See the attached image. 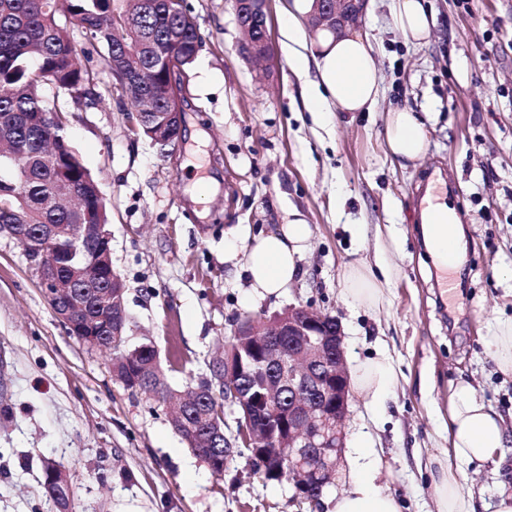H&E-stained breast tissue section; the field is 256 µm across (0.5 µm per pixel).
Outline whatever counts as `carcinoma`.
I'll list each match as a JSON object with an SVG mask.
<instances>
[{"label":"carcinoma","mask_w":512,"mask_h":512,"mask_svg":"<svg viewBox=\"0 0 512 512\" xmlns=\"http://www.w3.org/2000/svg\"><path fill=\"white\" fill-rule=\"evenodd\" d=\"M82 29L107 50L105 65L115 88L134 112L170 111L169 89L201 44L194 17L183 0H0V141L13 153L0 160V225L13 224L25 239H36L48 224H109L98 183L71 145L66 110L48 102L47 84L78 101L96 99L94 75L79 63L71 29ZM75 291L93 296L102 280H76ZM230 342L226 359L247 373L232 380L238 419L263 433L284 424L259 396L255 380L270 372L263 348L251 337ZM112 373L126 388L164 403L175 395L153 343L127 345L112 337ZM202 393L186 410L181 430L187 448L202 462L216 456L211 429L224 423V383ZM256 471L267 480H288V449L271 458L244 443Z\"/></svg>","instance_id":"cac0c4a2"}]
</instances>
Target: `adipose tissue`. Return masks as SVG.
Here are the masks:
<instances>
[{
	"instance_id": "1",
	"label": "adipose tissue",
	"mask_w": 512,
	"mask_h": 512,
	"mask_svg": "<svg viewBox=\"0 0 512 512\" xmlns=\"http://www.w3.org/2000/svg\"><path fill=\"white\" fill-rule=\"evenodd\" d=\"M312 7L313 0H290L282 21L289 64L306 80L308 112L320 116L333 110L371 111L377 103L381 77L369 35L350 30L336 36L323 31L314 41H307L301 21ZM393 21L406 40L418 43L429 36L435 14L427 0H394ZM385 146L393 162L402 168L423 158L426 135L416 113L403 106L389 110ZM312 235L311 225L294 210L289 212L287 223L252 242L234 236L225 239L224 256L230 260L244 257L252 294L277 296L298 275ZM423 235L434 259L459 252L455 209L440 201L431 202L424 215ZM342 285V294L352 305L377 308L385 301L386 282L369 266L347 267ZM399 378L393 357L380 352L356 367L353 383L367 406L382 412ZM376 458L369 441L358 437L349 486L327 499L326 512H403L400 500L378 485ZM511 461L512 431L504 417L482 400L471 382H458L450 396L448 452L437 459L433 475L438 512H476L473 493L461 480L465 470L475 464L502 466Z\"/></svg>"
}]
</instances>
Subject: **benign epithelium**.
<instances>
[{"label": "benign epithelium", "mask_w": 512, "mask_h": 512, "mask_svg": "<svg viewBox=\"0 0 512 512\" xmlns=\"http://www.w3.org/2000/svg\"><path fill=\"white\" fill-rule=\"evenodd\" d=\"M270 0H234L239 27L245 34L243 53L262 64L260 74L272 66L267 26L252 28L244 20L246 14L269 17ZM368 0H315L309 17L311 29L318 33L329 30L342 34L360 22ZM181 98L175 93L173 111L158 112L156 119L144 124L151 140L162 146L180 138ZM77 244L67 254L49 252L48 242L58 230L48 225L35 240H24L22 246L31 253L40 286L54 313L64 327L91 349L101 348L105 340L125 332L122 317H101L97 330L88 327L85 319L91 311L112 305V295L100 299L59 291L60 269L80 258L90 274H104L110 282L122 281L112 261V231L107 224H80ZM237 336H284L288 353L268 343L265 355L278 363L283 387L288 389V466L295 474L292 485L295 495L311 484L323 487L332 482L346 448L345 422L350 407V376L347 369L343 332L340 322L329 314L305 306H290L271 318L246 320L237 325ZM44 489L53 495L70 487L66 470L50 458L44 461Z\"/></svg>", "instance_id": "7a95c632"}]
</instances>
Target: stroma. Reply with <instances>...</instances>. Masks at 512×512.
<instances>
[{
	"mask_svg": "<svg viewBox=\"0 0 512 512\" xmlns=\"http://www.w3.org/2000/svg\"><path fill=\"white\" fill-rule=\"evenodd\" d=\"M288 2H270L273 67L261 79L240 52L232 0H184L202 45L183 74L182 136L165 151L134 133L103 47L74 34L102 102L59 103L109 208L128 343L152 342L183 390L211 380L237 318L291 305L335 316L348 366L385 350L401 371L382 413L352 395L348 440H370L379 482L404 512H437L431 459L448 447L453 386L471 381L512 429V375L484 342L512 319V0H431L436 25L419 45L395 29L393 0H370L358 28L378 61V101L325 125L307 111L283 47ZM396 105L420 113L427 138L424 159L405 169L383 147L385 113ZM199 173L211 182L201 204L192 191ZM440 178L462 228V264L444 294L420 224L427 187ZM292 210L313 230L301 271L281 296H252L243 259L224 258V233L252 240ZM354 264L385 270L383 308L343 298L342 273ZM1 404L13 417L0 419V512H47L46 457L66 467L74 512H311L291 484L255 473L230 405L224 434L234 452L212 474L165 407L113 377L110 353L68 334L23 247L3 235ZM464 481L476 512H494L512 475L487 464L468 468Z\"/></svg>",
	"mask_w": 512,
	"mask_h": 512,
	"instance_id": "stroma-1",
	"label": "stroma"
}]
</instances>
